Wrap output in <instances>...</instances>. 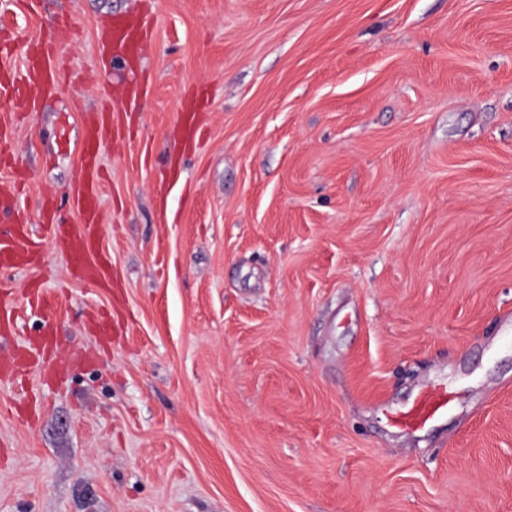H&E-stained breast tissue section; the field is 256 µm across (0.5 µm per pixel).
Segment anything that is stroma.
Returning a JSON list of instances; mask_svg holds the SVG:
<instances>
[{"label":"stroma","instance_id":"1","mask_svg":"<svg viewBox=\"0 0 512 512\" xmlns=\"http://www.w3.org/2000/svg\"><path fill=\"white\" fill-rule=\"evenodd\" d=\"M146 23L137 71L111 21ZM7 67L51 35L66 75L0 99L22 184L0 225V354L93 362L0 379V512H512V0H0ZM99 149L104 286L78 234ZM430 383L420 433L388 411ZM100 39L103 45L112 43L113 58H123L124 50L138 46L140 42L139 26L128 25L120 30L112 25L106 26L101 31ZM109 124V115L101 114L97 120L90 122L84 130L86 156L80 173V189L76 198L77 204L84 214L85 234L83 239L67 254L71 266L77 269H93L88 257L96 249L95 224L100 187V172L96 163V151L104 139ZM453 402L454 397L448 388H425L409 406L392 414L390 425L401 431L418 432L448 416Z\"/></svg>","mask_w":512,"mask_h":512}]
</instances>
